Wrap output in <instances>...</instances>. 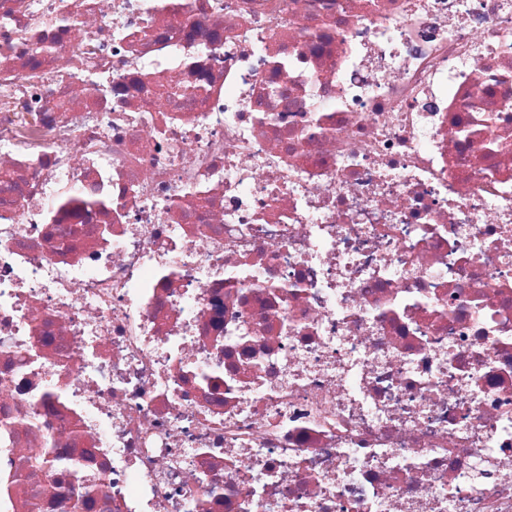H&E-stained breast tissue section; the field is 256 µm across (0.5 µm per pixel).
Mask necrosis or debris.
Masks as SVG:
<instances>
[{
    "instance_id": "1",
    "label": "necrosis or debris",
    "mask_w": 512,
    "mask_h": 512,
    "mask_svg": "<svg viewBox=\"0 0 512 512\" xmlns=\"http://www.w3.org/2000/svg\"><path fill=\"white\" fill-rule=\"evenodd\" d=\"M70 2L0 0V512H512V0Z\"/></svg>"
}]
</instances>
